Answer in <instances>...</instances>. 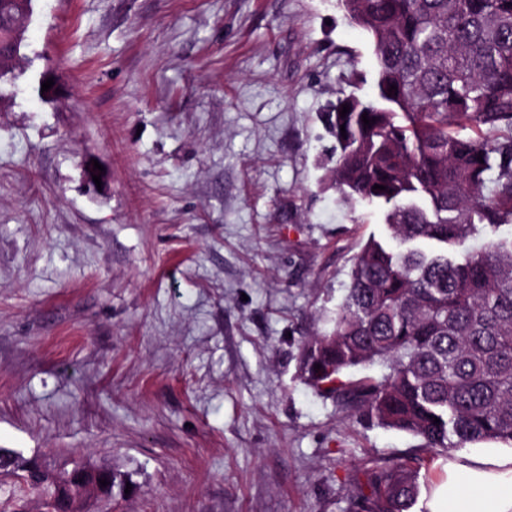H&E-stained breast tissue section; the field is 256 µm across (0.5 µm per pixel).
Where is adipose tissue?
<instances>
[{
    "label": "adipose tissue",
    "instance_id": "obj_1",
    "mask_svg": "<svg viewBox=\"0 0 512 512\" xmlns=\"http://www.w3.org/2000/svg\"><path fill=\"white\" fill-rule=\"evenodd\" d=\"M426 507L428 512H512V450L452 454Z\"/></svg>",
    "mask_w": 512,
    "mask_h": 512
}]
</instances>
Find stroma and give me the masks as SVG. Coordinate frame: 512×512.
Returning <instances> with one entry per match:
<instances>
[{
	"mask_svg": "<svg viewBox=\"0 0 512 512\" xmlns=\"http://www.w3.org/2000/svg\"><path fill=\"white\" fill-rule=\"evenodd\" d=\"M25 37L0 83V448L127 475L84 512H348L398 458L435 481L418 438L298 373L385 232L330 176L322 115L376 75L338 0H32Z\"/></svg>",
	"mask_w": 512,
	"mask_h": 512,
	"instance_id": "stroma-1",
	"label": "stroma"
}]
</instances>
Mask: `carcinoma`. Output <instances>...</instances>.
<instances>
[{
	"label": "carcinoma",
	"mask_w": 512,
	"mask_h": 512,
	"mask_svg": "<svg viewBox=\"0 0 512 512\" xmlns=\"http://www.w3.org/2000/svg\"><path fill=\"white\" fill-rule=\"evenodd\" d=\"M31 2L0 0V17ZM341 5L373 45L376 92L326 114L332 180L345 199L383 212L387 236L355 257L332 327L303 343L302 376L434 455L512 446V235L499 234L512 226V0ZM367 365L381 374L342 380ZM0 475L14 480L0 483L7 502L30 493L47 512L72 508L59 495L70 469L35 482L0 457ZM419 492L408 461L376 463L351 509L410 512Z\"/></svg>",
	"instance_id": "1"
}]
</instances>
